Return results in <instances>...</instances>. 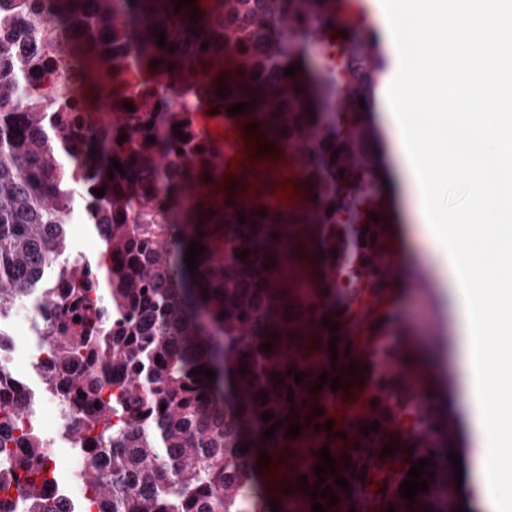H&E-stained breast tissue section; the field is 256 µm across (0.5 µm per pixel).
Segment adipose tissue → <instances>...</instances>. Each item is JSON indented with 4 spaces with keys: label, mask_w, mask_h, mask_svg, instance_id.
<instances>
[{
    "label": "adipose tissue",
    "mask_w": 512,
    "mask_h": 512,
    "mask_svg": "<svg viewBox=\"0 0 512 512\" xmlns=\"http://www.w3.org/2000/svg\"><path fill=\"white\" fill-rule=\"evenodd\" d=\"M394 73L376 90L392 114L393 147L416 210L424 247L439 264L440 299L453 319L457 373L467 396L461 424L479 502L501 512L500 456L512 450L490 392L492 369L512 363L489 343L492 325L512 329V0H394L383 19ZM421 94L433 108L412 111ZM477 184L467 221L440 205L437 152Z\"/></svg>",
    "instance_id": "obj_1"
}]
</instances>
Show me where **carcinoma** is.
I'll return each instance as SVG.
<instances>
[{"label": "carcinoma", "mask_w": 512, "mask_h": 512, "mask_svg": "<svg viewBox=\"0 0 512 512\" xmlns=\"http://www.w3.org/2000/svg\"><path fill=\"white\" fill-rule=\"evenodd\" d=\"M176 6L0 0V336L19 304L38 310L45 359L36 388L64 402L60 437L71 452L96 459L69 475L59 468L27 426L33 398H5L15 380L0 362V491L22 485L26 512H271L272 500L280 512H312L317 501L326 512H453L448 416L388 383L359 418L341 409V368L354 361L353 329L363 323L356 283L382 293L388 280L384 204L367 150L375 132L365 121L390 69L383 31L357 42L340 35L360 9L355 0ZM308 33L344 45L322 78L298 46ZM101 71L105 102L135 111H97ZM178 77L190 99L181 108L160 94ZM201 100L224 112L247 103L239 117L258 124L269 147L267 185L224 197V173L194 126ZM285 183L309 191L312 211L278 198ZM101 187L104 196L92 193ZM79 200L105 243L95 260L69 250ZM193 240L205 249L191 273ZM201 367L215 378L195 373ZM325 371L328 382L313 390ZM294 372L306 377L297 384ZM374 421L379 431L363 435ZM297 423L301 434L285 436ZM324 447L336 474L321 488H332L335 506L310 496ZM262 450L269 464L260 468ZM421 458L432 459L422 475L429 489L410 506L399 490ZM341 477L352 491L335 484ZM69 479L84 490L77 502L61 494Z\"/></svg>", "instance_id": "cac0c4a2"}]
</instances>
